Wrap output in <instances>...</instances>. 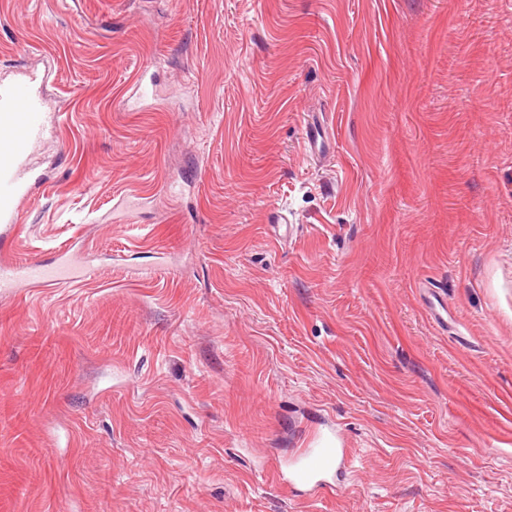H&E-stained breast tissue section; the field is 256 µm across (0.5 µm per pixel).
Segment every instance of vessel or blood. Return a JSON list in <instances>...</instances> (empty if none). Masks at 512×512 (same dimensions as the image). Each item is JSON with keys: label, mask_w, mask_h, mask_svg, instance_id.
<instances>
[{"label": "vessel or blood", "mask_w": 512, "mask_h": 512, "mask_svg": "<svg viewBox=\"0 0 512 512\" xmlns=\"http://www.w3.org/2000/svg\"><path fill=\"white\" fill-rule=\"evenodd\" d=\"M60 115L53 111L35 79L0 78V243L14 241L18 205L33 194L40 179L29 163L36 145L54 136ZM91 269L89 257L59 254L54 260H4L0 262V291L21 288L74 286ZM346 465V453L334 439L315 441L295 459L292 481L306 486L307 494L318 497L335 492L337 476Z\"/></svg>", "instance_id": "obj_1"}]
</instances>
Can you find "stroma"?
I'll use <instances>...</instances> for the list:
<instances>
[{
	"instance_id": "35a3bbf8",
	"label": "stroma",
	"mask_w": 512,
	"mask_h": 512,
	"mask_svg": "<svg viewBox=\"0 0 512 512\" xmlns=\"http://www.w3.org/2000/svg\"><path fill=\"white\" fill-rule=\"evenodd\" d=\"M22 72L0 260L94 270L0 292V512H512V0H0ZM60 113L53 111L33 77L0 78V242L14 241L18 205L42 180L29 163L30 151L54 136ZM313 443L314 448H304L295 459L288 484L301 483L309 497H318L336 491L337 476L346 465V453L344 448L336 447L332 438H318Z\"/></svg>"
}]
</instances>
